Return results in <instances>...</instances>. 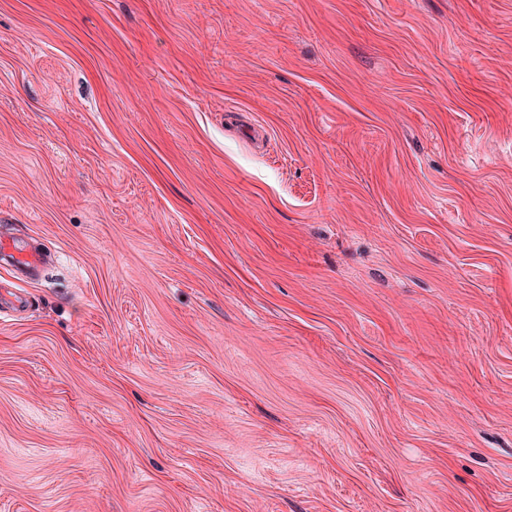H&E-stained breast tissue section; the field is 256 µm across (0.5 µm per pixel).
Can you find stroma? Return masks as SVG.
Listing matches in <instances>:
<instances>
[{
    "mask_svg": "<svg viewBox=\"0 0 512 512\" xmlns=\"http://www.w3.org/2000/svg\"><path fill=\"white\" fill-rule=\"evenodd\" d=\"M0 512H512V0H0ZM0 253L2 261L25 274L33 272L41 260L38 253L26 251L25 248L17 246L16 242L6 239L2 234L0 235Z\"/></svg>",
    "mask_w": 512,
    "mask_h": 512,
    "instance_id": "obj_1",
    "label": "stroma"
}]
</instances>
